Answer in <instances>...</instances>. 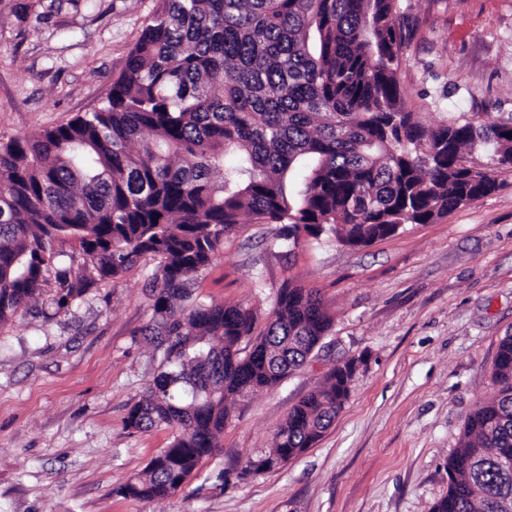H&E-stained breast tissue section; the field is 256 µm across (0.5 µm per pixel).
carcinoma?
I'll return each instance as SVG.
<instances>
[{
  "mask_svg": "<svg viewBox=\"0 0 512 512\" xmlns=\"http://www.w3.org/2000/svg\"><path fill=\"white\" fill-rule=\"evenodd\" d=\"M405 40L400 0H162L104 107L0 140L1 326L156 261L141 334L160 363L125 426L172 438L117 493L164 498L190 483L233 405L281 385L331 328L313 288L282 285L260 330L253 309L194 297L224 235L248 219L294 245L303 232L365 245L500 188L493 168H512V136L490 117L424 125L398 79ZM478 153L494 167H468ZM336 375L239 477L322 439L349 397ZM492 378L431 512H512L511 333Z\"/></svg>",
  "mask_w": 512,
  "mask_h": 512,
  "instance_id": "carcinoma-1",
  "label": "carcinoma"
}]
</instances>
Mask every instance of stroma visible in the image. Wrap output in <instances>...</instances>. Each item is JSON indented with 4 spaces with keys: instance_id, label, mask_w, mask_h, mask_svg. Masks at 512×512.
Here are the masks:
<instances>
[{
    "instance_id": "obj_1",
    "label": "stroma",
    "mask_w": 512,
    "mask_h": 512,
    "mask_svg": "<svg viewBox=\"0 0 512 512\" xmlns=\"http://www.w3.org/2000/svg\"><path fill=\"white\" fill-rule=\"evenodd\" d=\"M159 6L0 0V139L101 108ZM401 8L408 108L430 126L512 121V0ZM495 176L494 194L364 247L327 235L291 247L273 224L227 234L197 279L200 299L249 305L263 324L290 282L319 289L333 324L281 386L235 405L218 450L164 499L118 493L171 438L124 423L158 364L139 334L154 262L65 311L20 310L0 326V512H430L467 415L495 393L498 341L512 331V169ZM351 358L349 399L322 440L279 471L241 477L291 407Z\"/></svg>"
}]
</instances>
